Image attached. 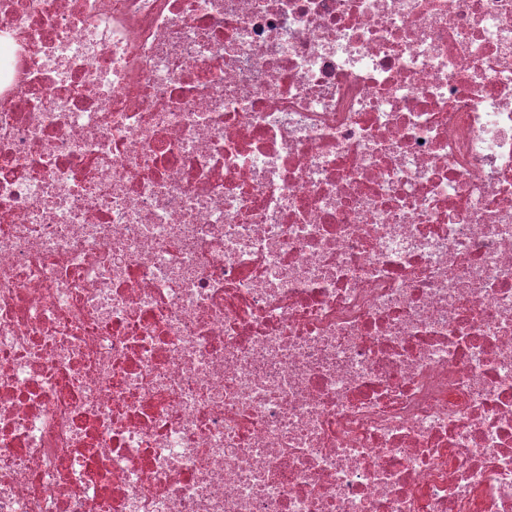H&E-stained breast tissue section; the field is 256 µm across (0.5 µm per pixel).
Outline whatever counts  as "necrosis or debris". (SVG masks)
<instances>
[{
    "mask_svg": "<svg viewBox=\"0 0 512 512\" xmlns=\"http://www.w3.org/2000/svg\"><path fill=\"white\" fill-rule=\"evenodd\" d=\"M0 512H512V0H0Z\"/></svg>",
    "mask_w": 512,
    "mask_h": 512,
    "instance_id": "4bbe7bcc",
    "label": "necrosis or debris"
}]
</instances>
